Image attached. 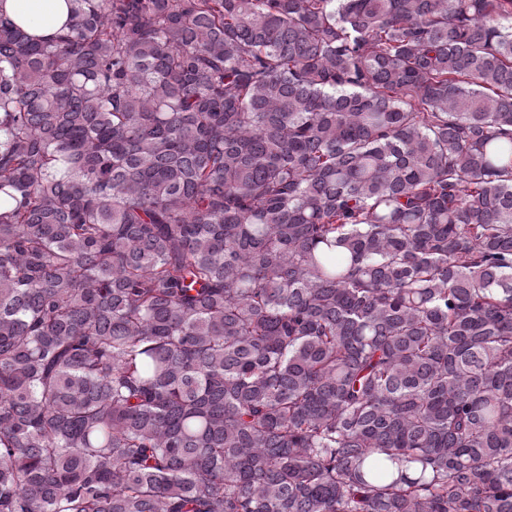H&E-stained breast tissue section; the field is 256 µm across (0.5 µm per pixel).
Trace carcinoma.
I'll use <instances>...</instances> for the list:
<instances>
[{
  "label": "carcinoma",
  "instance_id": "cac0c4a2",
  "mask_svg": "<svg viewBox=\"0 0 512 512\" xmlns=\"http://www.w3.org/2000/svg\"><path fill=\"white\" fill-rule=\"evenodd\" d=\"M0 15V512H512V0ZM66 0H3V14L39 37H50L67 21Z\"/></svg>",
  "mask_w": 512,
  "mask_h": 512
}]
</instances>
